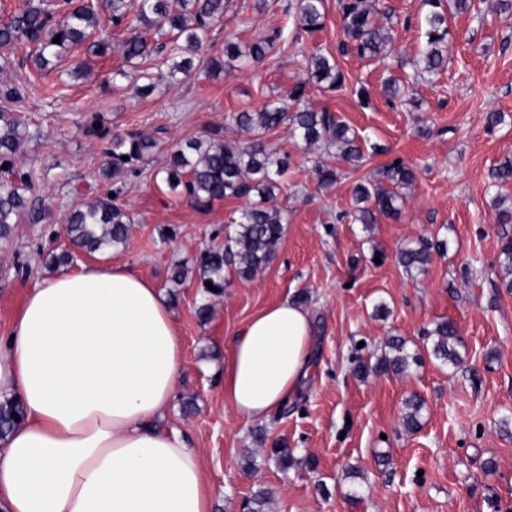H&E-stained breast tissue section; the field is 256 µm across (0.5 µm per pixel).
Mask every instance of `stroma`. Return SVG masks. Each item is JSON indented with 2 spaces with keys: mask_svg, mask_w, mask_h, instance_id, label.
Returning <instances> with one entry per match:
<instances>
[{
  "mask_svg": "<svg viewBox=\"0 0 512 512\" xmlns=\"http://www.w3.org/2000/svg\"><path fill=\"white\" fill-rule=\"evenodd\" d=\"M290 0H232L207 36V54L223 53L225 38L246 43L282 30L285 46L258 68L232 62L226 74L170 75L155 61L154 92L136 97L142 66L120 53L88 56L73 50L57 67L38 68L24 50L11 55L1 77L28 79L16 106L27 132L19 157L50 204L41 223L21 221L10 241L0 242V333L48 269L41 250L62 251L71 208L111 188L99 178L103 144L85 134L86 116L103 114L113 131H137L165 146L194 139L220 126L243 138L230 114L287 98L305 77L302 60L314 48L335 52L342 37L337 0H326L323 28L300 31ZM471 12L448 18L451 56L431 80L413 78L421 43L422 0H379V23L394 28L382 63L340 58L349 82H361L371 98L309 86L306 104L328 109L358 134L364 159L324 188L315 156L303 152L286 129L265 136L266 145L288 154L275 203L286 212V232L276 258L255 279H231L208 321L196 309L203 297L191 265L200 250L223 244V232L244 200H218L204 210L169 192L167 163L156 153L128 178L119 204L132 216L125 246L74 261L72 271L96 262L123 264L161 292L175 290L171 309L180 331L184 366L166 415L196 448L214 491L213 512H245L258 489L269 494V512H512V291L501 288L498 267L512 223L499 224L490 207L495 195L512 205V184L490 185L491 168L512 159V17L498 15L493 0H474ZM90 61L84 78L69 76ZM408 85L414 104L388 106L384 84ZM503 123L488 127V113ZM414 166L416 180L398 219L334 223L350 209L356 181L371 177L394 158ZM422 237L448 242L424 275L410 278L395 260L400 246ZM188 265L184 282L171 287L174 263ZM307 290L316 323L314 371L301 394L269 420L243 423L224 405V364L231 343L265 306ZM454 322L463 338V363L454 368L425 353V333ZM393 336L406 342L419 363L400 375L352 373L356 356L381 353ZM420 396L425 407L413 432L403 426L405 402ZM196 409L184 415L182 402ZM277 444L292 449L295 464L280 469L266 458ZM317 466L308 470L307 457Z\"/></svg>",
  "mask_w": 512,
  "mask_h": 512,
  "instance_id": "1",
  "label": "stroma"
}]
</instances>
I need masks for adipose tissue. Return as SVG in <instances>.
Instances as JSON below:
<instances>
[{"instance_id":"ef3b65f1","label":"adipose tissue","mask_w":512,"mask_h":512,"mask_svg":"<svg viewBox=\"0 0 512 512\" xmlns=\"http://www.w3.org/2000/svg\"><path fill=\"white\" fill-rule=\"evenodd\" d=\"M314 327L285 300L254 314L224 365V404L268 419L310 377ZM183 365L172 311L131 267L44 277L0 337V512H212L201 456L163 426ZM24 416L21 402L16 398L0 401V437L5 436Z\"/></svg>"}]
</instances>
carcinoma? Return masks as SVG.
<instances>
[{"label": "carcinoma", "instance_id": "carcinoma-1", "mask_svg": "<svg viewBox=\"0 0 512 512\" xmlns=\"http://www.w3.org/2000/svg\"><path fill=\"white\" fill-rule=\"evenodd\" d=\"M428 11L422 19L424 41L414 66V78L429 80L438 75L448 59V14L470 11L472 0H424ZM231 0H99L88 5L84 0H60L58 14L46 10L42 0H27L19 11L0 22V50L18 44L37 47L36 60L43 66L62 60L70 49L86 45L88 54L102 56L110 40H92L100 25V12L109 13L112 24L126 25L130 37L121 45L123 57L132 62L147 60L161 53L166 45L150 36L153 30L168 29L174 46L169 54L180 55L170 67V76L188 75L196 69L209 74L225 71L224 59L242 58L256 65L263 63L281 44L283 33H260L245 45L227 39L224 55L205 57L200 53L212 24L224 18ZM343 39L336 54L315 48L304 56L307 78L289 93L290 103L280 99L266 102L257 110H243L229 116V122L249 133L248 142L224 140L223 128L213 127L195 139L178 144L169 152L164 181L170 192L185 197L196 208L209 206L215 200L237 198L247 201L239 216L224 228V244L201 251L196 259L200 288L204 296H221L227 276L252 280L276 257V246L285 235L284 209L273 204L279 184L276 177L289 166L290 157L277 154L263 143L266 133L285 128L308 152L336 149L334 157L356 168L363 159L358 135L330 111L316 110L303 103L305 88L312 83L326 90L347 88L339 56H355L363 60L384 61L393 41L392 28L375 22L376 0H338ZM325 0H298L297 27L307 33L323 27ZM59 42H54V39ZM29 83L0 84V240L11 238L21 217L38 224L46 217L48 206L35 196L32 174L17 166L16 155L25 137L21 123L8 105L23 102ZM385 93L391 105L406 103L409 87L395 80L386 83ZM86 133L107 141L102 175L112 180V192L101 194L88 203L75 206L67 217L66 233L73 250L64 249L48 256L55 269L70 266L76 253L95 254L126 244L132 217L110 194L121 193L120 184L137 173L136 164L161 149V143L135 132L112 133L104 119L95 114L85 121ZM128 160H122V157ZM315 172L319 185L330 187L338 181L339 171L317 160ZM415 179L412 166L397 158L380 168L373 180L358 181L352 188L355 211L336 215L360 224H375L379 218L397 219L404 202L402 189ZM494 185L512 182V160H506L490 172ZM447 250V242L420 238L400 247L396 260L408 273L426 272L433 254ZM502 287L512 291V238L503 242L499 260ZM212 284L216 291L208 289ZM432 338L430 354L455 367L462 364L457 350L461 338L455 325L441 321L427 332ZM419 355L405 351L399 339L389 342V351L375 357L354 360L353 373L364 379L372 373H401ZM423 401L412 397L406 402L404 425L409 430L420 426ZM24 416L16 398L0 401V437L6 435Z\"/></svg>", "mask_w": 512, "mask_h": 512}]
</instances>
